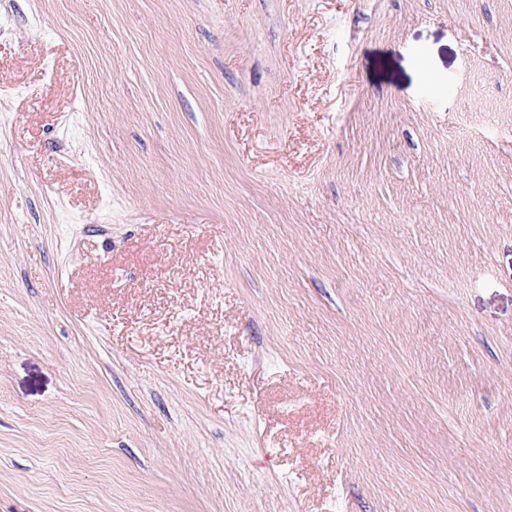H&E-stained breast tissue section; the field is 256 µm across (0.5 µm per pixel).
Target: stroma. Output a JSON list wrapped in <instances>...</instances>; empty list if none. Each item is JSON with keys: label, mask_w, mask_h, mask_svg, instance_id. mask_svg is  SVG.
<instances>
[{"label": "stroma", "mask_w": 512, "mask_h": 512, "mask_svg": "<svg viewBox=\"0 0 512 512\" xmlns=\"http://www.w3.org/2000/svg\"><path fill=\"white\" fill-rule=\"evenodd\" d=\"M0 512H512V0H0Z\"/></svg>", "instance_id": "1"}]
</instances>
